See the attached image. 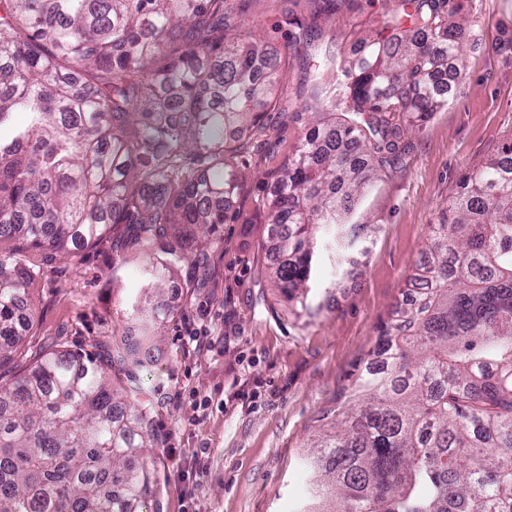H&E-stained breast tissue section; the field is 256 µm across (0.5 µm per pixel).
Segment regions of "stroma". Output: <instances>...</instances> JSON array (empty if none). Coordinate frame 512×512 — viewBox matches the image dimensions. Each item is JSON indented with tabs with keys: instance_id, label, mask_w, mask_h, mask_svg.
<instances>
[{
	"instance_id": "1",
	"label": "stroma",
	"mask_w": 512,
	"mask_h": 512,
	"mask_svg": "<svg viewBox=\"0 0 512 512\" xmlns=\"http://www.w3.org/2000/svg\"><path fill=\"white\" fill-rule=\"evenodd\" d=\"M464 61L448 106L406 131L391 178L375 183L349 225L357 264L323 265L304 306L281 301L265 275L263 204L308 129L314 110L302 59L283 71L284 112L264 115L270 146L243 154L245 184L235 222L202 240L203 262L168 276L157 303L172 317L155 329L154 361L140 374L159 446L156 491L145 512H299L307 496L305 453L341 397L370 363L381 327L411 300L409 279L430 226L461 178L512 141V0H462ZM229 35L275 33L284 17L309 15L307 0H231ZM384 0H343L322 17L308 55L346 56ZM0 256L35 270L26 288L33 326L22 352L0 367L11 380L52 344L72 351L127 335L144 286L143 259L112 265V240L73 257L18 239Z\"/></svg>"
}]
</instances>
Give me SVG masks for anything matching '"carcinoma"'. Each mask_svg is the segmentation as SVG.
I'll return each mask as SVG.
<instances>
[{
	"mask_svg": "<svg viewBox=\"0 0 512 512\" xmlns=\"http://www.w3.org/2000/svg\"><path fill=\"white\" fill-rule=\"evenodd\" d=\"M268 34L224 33L228 0H0V240L82 252L116 226L113 265L148 259L144 294L187 258L192 235L235 219L238 157L281 105L278 72L341 0ZM353 56L314 63L321 109L264 204L267 273L307 296L367 188L394 175L405 130L448 105L431 78L462 62L461 0H387ZM33 270L0 259V368ZM415 298L381 332L383 367L306 459L304 512H512V141L467 174L412 276ZM145 316L104 353L50 348L0 381V512H142L155 481L147 413L128 397L152 362Z\"/></svg>",
	"mask_w": 512,
	"mask_h": 512,
	"instance_id": "obj_1",
	"label": "carcinoma"
}]
</instances>
